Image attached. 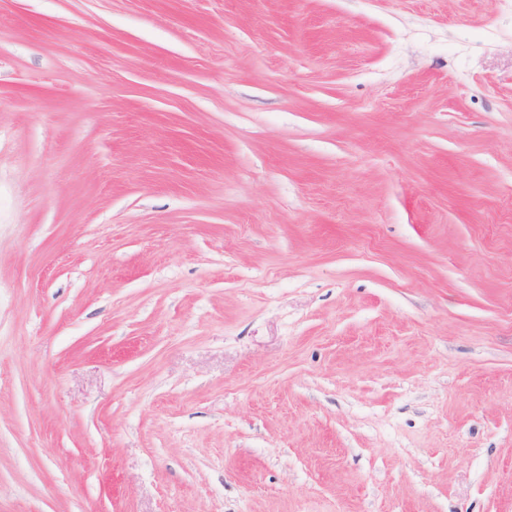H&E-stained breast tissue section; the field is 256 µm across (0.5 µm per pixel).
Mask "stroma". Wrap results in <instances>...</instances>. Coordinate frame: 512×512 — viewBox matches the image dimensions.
I'll return each instance as SVG.
<instances>
[{"label": "stroma", "mask_w": 512, "mask_h": 512, "mask_svg": "<svg viewBox=\"0 0 512 512\" xmlns=\"http://www.w3.org/2000/svg\"><path fill=\"white\" fill-rule=\"evenodd\" d=\"M0 512H512L507 0H0Z\"/></svg>", "instance_id": "stroma-1"}]
</instances>
